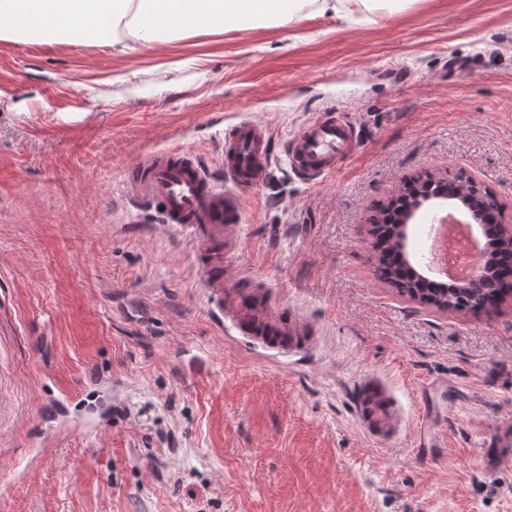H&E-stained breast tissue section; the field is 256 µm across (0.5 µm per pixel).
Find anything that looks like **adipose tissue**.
I'll return each mask as SVG.
<instances>
[{
	"label": "adipose tissue",
	"mask_w": 512,
	"mask_h": 512,
	"mask_svg": "<svg viewBox=\"0 0 512 512\" xmlns=\"http://www.w3.org/2000/svg\"><path fill=\"white\" fill-rule=\"evenodd\" d=\"M374 0H0V40L36 39L110 46H155L165 32H220L225 21L254 26L265 17L285 25L302 5L354 24Z\"/></svg>",
	"instance_id": "obj_1"
}]
</instances>
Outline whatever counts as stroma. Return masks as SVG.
I'll use <instances>...</instances> for the list:
<instances>
[{
    "label": "stroma",
    "mask_w": 512,
    "mask_h": 512,
    "mask_svg": "<svg viewBox=\"0 0 512 512\" xmlns=\"http://www.w3.org/2000/svg\"><path fill=\"white\" fill-rule=\"evenodd\" d=\"M324 112L359 126L353 156L314 185L275 159L242 197L232 275L319 332L270 358L213 325L188 244L121 179L173 146L216 168L230 125L278 146ZM461 171L512 221V0L127 51L0 40V512H512V467L484 462L512 430V298L445 312L374 273L368 217Z\"/></svg>",
    "instance_id": "stroma-1"
}]
</instances>
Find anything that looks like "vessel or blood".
<instances>
[{
	"label": "vessel or blood",
	"instance_id": "vessel-or-blood-1",
	"mask_svg": "<svg viewBox=\"0 0 512 512\" xmlns=\"http://www.w3.org/2000/svg\"><path fill=\"white\" fill-rule=\"evenodd\" d=\"M359 138L353 121L327 112L294 133L285 154L292 170L316 183L335 173ZM270 144L264 125L241 120L224 132L219 173H212L191 150L170 147L125 171L123 197L154 210L189 244L198 283L212 298L209 314L217 327L248 337L274 355L304 354L314 345L312 325L290 313H275L262 283L248 288L224 285V270L232 262L228 230L242 222V193L268 178Z\"/></svg>",
	"mask_w": 512,
	"mask_h": 512
}]
</instances>
